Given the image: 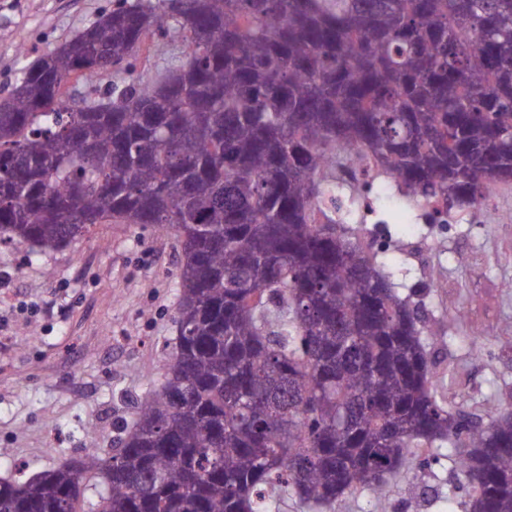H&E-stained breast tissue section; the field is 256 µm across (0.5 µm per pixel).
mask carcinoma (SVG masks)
I'll return each instance as SVG.
<instances>
[{
	"instance_id": "1",
	"label": "carcinoma",
	"mask_w": 512,
	"mask_h": 512,
	"mask_svg": "<svg viewBox=\"0 0 512 512\" xmlns=\"http://www.w3.org/2000/svg\"><path fill=\"white\" fill-rule=\"evenodd\" d=\"M174 29L173 70L98 89ZM343 147L409 202L511 182L512 0H115L27 65L0 95V242L173 231L177 336L118 447L1 479L0 512H334L445 445L464 512H512V412L438 398L424 337H447L325 207Z\"/></svg>"
}]
</instances>
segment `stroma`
Masks as SVG:
<instances>
[{"mask_svg":"<svg viewBox=\"0 0 512 512\" xmlns=\"http://www.w3.org/2000/svg\"><path fill=\"white\" fill-rule=\"evenodd\" d=\"M112 0H0V90L111 9ZM180 34L147 41L141 81L183 59ZM387 241L377 258L426 323L442 327L441 399L477 413L512 410V236L490 219L426 223L394 184L375 203ZM177 245L170 231L99 224L57 251L0 244V478L35 475L108 452L136 404L169 367L176 336ZM439 273L440 287L429 281ZM494 330L473 356L472 326ZM389 512H463L447 449L387 489Z\"/></svg>","mask_w":512,"mask_h":512,"instance_id":"obj_1","label":"stroma"}]
</instances>
